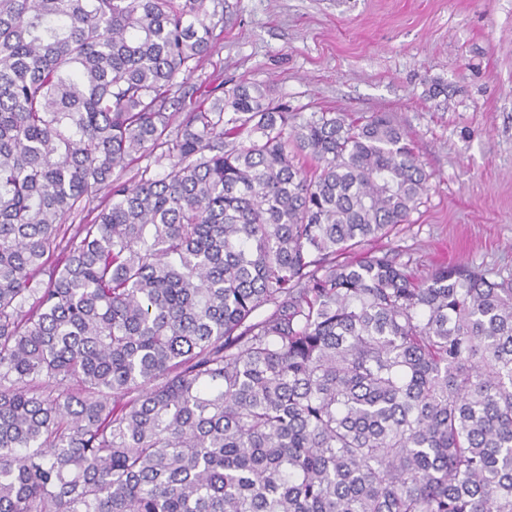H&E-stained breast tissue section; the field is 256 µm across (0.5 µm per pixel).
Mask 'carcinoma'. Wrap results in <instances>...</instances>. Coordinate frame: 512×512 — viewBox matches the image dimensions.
<instances>
[{
    "instance_id": "cac0c4a2",
    "label": "carcinoma",
    "mask_w": 512,
    "mask_h": 512,
    "mask_svg": "<svg viewBox=\"0 0 512 512\" xmlns=\"http://www.w3.org/2000/svg\"><path fill=\"white\" fill-rule=\"evenodd\" d=\"M220 6L0 0V512H512V281L338 261L429 174L185 87Z\"/></svg>"
}]
</instances>
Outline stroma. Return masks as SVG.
<instances>
[{
  "label": "stroma",
  "mask_w": 512,
  "mask_h": 512,
  "mask_svg": "<svg viewBox=\"0 0 512 512\" xmlns=\"http://www.w3.org/2000/svg\"><path fill=\"white\" fill-rule=\"evenodd\" d=\"M218 72L300 116L385 114L430 180L374 250L419 279L464 262L512 280V0H223L191 81Z\"/></svg>",
  "instance_id": "35a3bbf8"
}]
</instances>
